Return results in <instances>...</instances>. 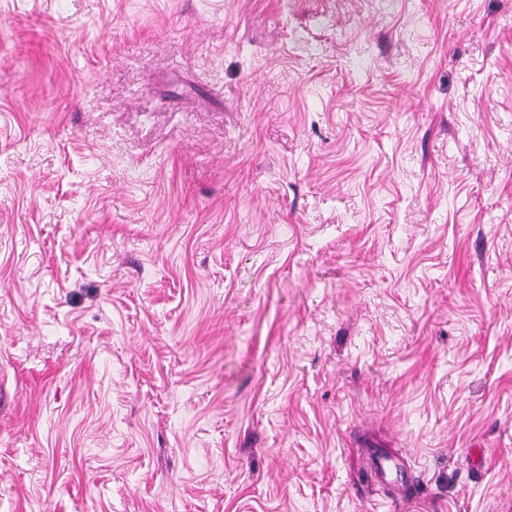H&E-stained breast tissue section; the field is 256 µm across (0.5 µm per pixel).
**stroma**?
I'll list each match as a JSON object with an SVG mask.
<instances>
[{
	"mask_svg": "<svg viewBox=\"0 0 512 512\" xmlns=\"http://www.w3.org/2000/svg\"><path fill=\"white\" fill-rule=\"evenodd\" d=\"M512 512V0H0V512ZM368 466L371 473L379 480L388 481V478L395 472L396 480L400 476L402 487L414 483V477L410 471L404 470L400 464L385 452L373 450L367 456Z\"/></svg>",
	"mask_w": 512,
	"mask_h": 512,
	"instance_id": "1",
	"label": "stroma"
}]
</instances>
